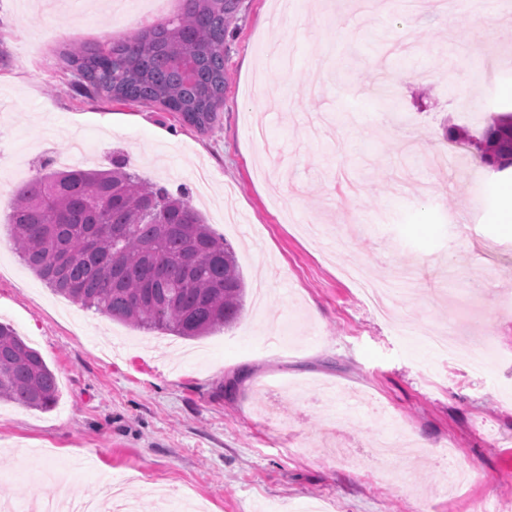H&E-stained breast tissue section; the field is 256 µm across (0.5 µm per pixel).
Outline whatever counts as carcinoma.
Masks as SVG:
<instances>
[{
  "label": "carcinoma",
  "instance_id": "1",
  "mask_svg": "<svg viewBox=\"0 0 512 512\" xmlns=\"http://www.w3.org/2000/svg\"><path fill=\"white\" fill-rule=\"evenodd\" d=\"M239 0H186L184 12L109 51L75 49L74 93L139 101L209 127L224 104V37ZM484 165L512 168V113L473 141ZM10 224L21 259L54 292L147 330L199 338L237 322L245 280L233 247L177 196L116 165L47 170L24 183ZM0 399L49 411L56 377L0 323Z\"/></svg>",
  "mask_w": 512,
  "mask_h": 512
}]
</instances>
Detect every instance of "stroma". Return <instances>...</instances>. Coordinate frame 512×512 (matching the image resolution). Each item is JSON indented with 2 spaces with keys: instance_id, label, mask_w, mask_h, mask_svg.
Returning <instances> with one entry per match:
<instances>
[{
  "instance_id": "stroma-1",
  "label": "stroma",
  "mask_w": 512,
  "mask_h": 512,
  "mask_svg": "<svg viewBox=\"0 0 512 512\" xmlns=\"http://www.w3.org/2000/svg\"><path fill=\"white\" fill-rule=\"evenodd\" d=\"M407 15L401 0H241L224 38V104L200 130L163 108L67 90L74 46L134 39L181 0L116 17L113 0H0V168L14 183L45 160L187 185L231 244L246 282L231 328L187 339L111 320L48 288L21 261L0 194V322L55 373L48 411L0 401V500L97 492L118 480L136 512L169 492L208 512H448L441 461L470 474L457 512L512 504V231L499 190L512 173L448 141L511 112L512 5ZM404 80L392 81L395 73ZM369 279L409 266L379 318L340 268ZM449 324L458 350L496 361L466 379L424 331ZM406 438L378 459L371 443ZM406 446V447H407ZM343 448L336 459L332 449Z\"/></svg>"
}]
</instances>
